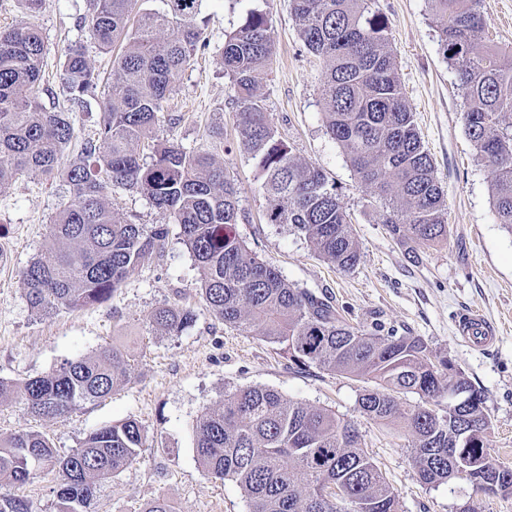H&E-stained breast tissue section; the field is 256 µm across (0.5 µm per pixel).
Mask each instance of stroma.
Segmentation results:
<instances>
[{"label": "stroma", "instance_id": "stroma-1", "mask_svg": "<svg viewBox=\"0 0 512 512\" xmlns=\"http://www.w3.org/2000/svg\"><path fill=\"white\" fill-rule=\"evenodd\" d=\"M89 0H43L29 12L17 0H0V27H37L46 48L49 76L40 101L46 110L66 107L62 87L64 50L84 43L99 78L113 69L115 52L102 50L80 23ZM267 14L275 55L258 75V86L278 138L302 162L320 167L335 183L360 249L348 271L328 264L311 244L285 224L263 219L266 201L256 160L240 148L234 87L220 64L224 33L249 10ZM389 22L388 48L395 61L414 122L430 154L447 203L448 236L410 251L389 234L385 208L354 173L343 150L329 139L320 90L324 69L305 48L290 0H203L208 47L180 74L169 95L176 123L150 135L153 149L209 145L208 128L223 125L222 163L239 196L238 238L291 283L326 290L354 324L381 321L422 338L448 356L486 399L493 457L512 468V234L497 224L491 203L492 175L465 132L466 99L457 82L458 63L444 59L429 0H372ZM69 188L32 169L0 189V378L21 380L58 368L110 343L135 359L128 377L102 401L77 406L46 422L30 415L21 397L0 405V436L18 431L48 434L62 455L78 448L92 430L128 419L145 429V443L130 466L100 483L94 512H141L156 497L176 512H248L247 500L231 480L205 476L197 459L193 427L218 408L228 388L267 387L288 398L324 407L354 421L365 447L399 498L400 512H512V494L487 496L462 480L436 487L420 483L410 459V439L362 415L358 398L365 384L328 371H299L258 337L224 324L206 309L194 261L178 225L164 248L141 265L99 305L46 316L34 313L20 277L31 259L54 244L51 224L67 202ZM114 213L136 224L162 218L137 191H109ZM188 306L195 322L176 335L153 332L148 316L162 305ZM475 309L493 324L497 341L479 351L459 337L454 320ZM53 474L39 471L8 496L29 501L32 512H59Z\"/></svg>", "mask_w": 512, "mask_h": 512}]
</instances>
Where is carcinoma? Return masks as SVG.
Masks as SVG:
<instances>
[{"label":"carcinoma","instance_id":"1","mask_svg":"<svg viewBox=\"0 0 512 512\" xmlns=\"http://www.w3.org/2000/svg\"><path fill=\"white\" fill-rule=\"evenodd\" d=\"M139 2L92 0L82 17L100 48L125 42L107 84L100 85L83 43L64 51L69 101L86 107L93 99L102 112L97 139L66 166L62 157L74 138L69 110H45L36 92L46 54L42 33L35 27L0 29V154L13 161L0 166V188L38 169L62 177L71 193L52 224L56 244L21 271L31 309L49 315L107 301L161 248L168 224H177L206 308L275 346L301 370L365 380L361 412L390 430L410 431V459L423 485L461 479L477 492L512 494V469L489 451L483 392L464 380L479 398L461 415L482 423L483 432L469 447L455 444V429L441 416V400L458 387L448 378V357L381 323L351 324L326 295L295 287L250 251L233 233L237 190L213 152L170 145L149 163L140 157L141 140L173 121L165 112L167 94L208 40L197 21L202 0H160L159 9H141ZM370 2L291 0V10L304 46L324 67L326 134L387 208L389 234L402 245L427 246L448 235L445 196L388 50V22ZM429 2L446 59H467L457 72L468 102L465 131L491 170L495 218L512 233V52L490 44L482 0ZM165 29L171 34L161 40L157 34ZM273 53L270 21L259 10L224 34L221 65L236 92L241 147L258 160L267 223L291 226L327 261L352 269L360 251L336 185L319 168L298 161L277 137L258 93L256 75L270 67ZM113 186L146 196L162 223L116 216L107 200ZM148 321L155 331L173 335L189 327L195 314L167 305L154 309ZM129 367L126 353L102 345L21 383L0 379V404L18 393L32 416L53 421L109 397ZM194 434L204 474L235 481L249 512H399L397 494L355 423L329 409L274 389L228 388L219 408L198 418ZM144 442L135 420L91 431L66 456L43 434L0 437V487L24 485L35 470L45 469L55 475L62 512H92L98 481L131 465Z\"/></svg>","mask_w":512,"mask_h":512}]
</instances>
